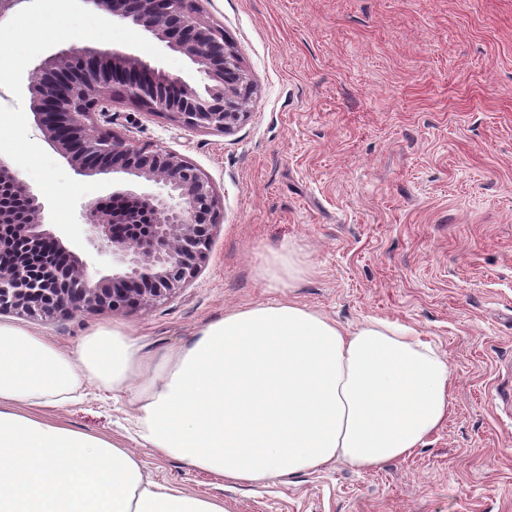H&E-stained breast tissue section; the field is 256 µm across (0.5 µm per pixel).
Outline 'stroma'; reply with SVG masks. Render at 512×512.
<instances>
[{"mask_svg": "<svg viewBox=\"0 0 512 512\" xmlns=\"http://www.w3.org/2000/svg\"><path fill=\"white\" fill-rule=\"evenodd\" d=\"M200 7L253 84L247 118L188 128L116 91L98 122L212 182L223 219L199 273L152 306L0 322L62 348L120 322L159 355L224 312L280 299L261 271L292 248L312 272L290 298L347 327H413L448 359L447 421L373 470L335 461L233 484L139 446L146 473L226 512H512V0ZM50 415L121 443L135 410L90 388Z\"/></svg>", "mask_w": 512, "mask_h": 512, "instance_id": "stroma-1", "label": "stroma"}]
</instances>
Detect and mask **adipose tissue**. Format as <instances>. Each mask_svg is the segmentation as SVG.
<instances>
[{"instance_id":"ef3b65f1","label":"adipose tissue","mask_w":512,"mask_h":512,"mask_svg":"<svg viewBox=\"0 0 512 512\" xmlns=\"http://www.w3.org/2000/svg\"><path fill=\"white\" fill-rule=\"evenodd\" d=\"M85 384L129 393L156 454L265 484L410 456L447 419L453 371L412 328L348 329L287 297L226 312L159 360L121 324L67 351L0 324V512H224L149 478L129 448L42 416Z\"/></svg>"}]
</instances>
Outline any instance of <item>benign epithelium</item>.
<instances>
[{"label":"benign epithelium","instance_id":"7a95c632","mask_svg":"<svg viewBox=\"0 0 512 512\" xmlns=\"http://www.w3.org/2000/svg\"><path fill=\"white\" fill-rule=\"evenodd\" d=\"M120 21L141 26L186 56L203 75L192 86L132 53L99 43L42 57L29 90L34 121L79 173H124L159 186L156 193L117 189L120 210L90 202L83 219L116 267L93 276L45 222V204L0 157V314L53 320L78 312L123 311L167 299L206 261L221 207L209 180L172 152L132 148L98 130L112 89L149 112L177 116L191 128L227 132L246 117L253 86L224 31L200 18V0H87Z\"/></svg>","mask_w":512,"mask_h":512}]
</instances>
